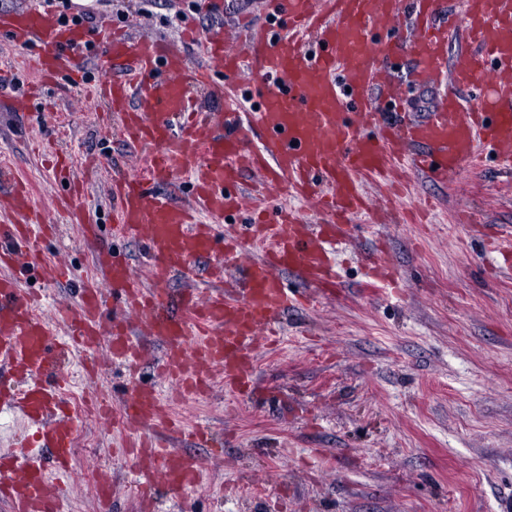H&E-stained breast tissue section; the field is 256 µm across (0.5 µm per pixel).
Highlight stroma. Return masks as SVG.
Returning <instances> with one entry per match:
<instances>
[{
	"instance_id": "35a3bbf8",
	"label": "stroma",
	"mask_w": 512,
	"mask_h": 512,
	"mask_svg": "<svg viewBox=\"0 0 512 512\" xmlns=\"http://www.w3.org/2000/svg\"><path fill=\"white\" fill-rule=\"evenodd\" d=\"M114 29L182 42L185 26L206 34L205 0H73ZM10 62L11 102L0 107V155L38 194L58 236L41 259L58 281L32 270L23 287L41 296L45 318L76 306L82 288L102 282L78 225L55 207L64 188L53 179L55 154L69 155L84 183L82 205L100 241L124 255L141 277L148 263L133 239L112 234L110 178L137 158L119 130L101 135L84 110L103 74L88 61L82 84L35 86L28 55L0 44ZM415 197L437 202L430 220L403 217L349 226L336 254L340 292L288 310L277 345L257 350L256 394L214 387L176 408L210 439L179 442L202 465L200 487L185 496L154 488L152 512H504L512 504V171L487 158L458 188L412 175ZM383 252L399 287L365 290L367 255ZM101 337L87 352L96 381L78 360L61 365L71 395L121 409L130 381L166 390L148 344L137 377L109 354ZM66 486L70 512H102L83 487L92 470L112 478V512H138L141 468L117 453L121 433L86 423Z\"/></svg>"
}]
</instances>
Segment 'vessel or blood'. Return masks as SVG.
<instances>
[{
  "mask_svg": "<svg viewBox=\"0 0 512 512\" xmlns=\"http://www.w3.org/2000/svg\"><path fill=\"white\" fill-rule=\"evenodd\" d=\"M268 27L238 21L240 47L222 30L201 39L205 62L191 64L177 44L108 27L94 51L105 78L94 98L105 102L126 142L144 158L139 170L111 180L117 230L145 247L152 283L137 279L128 261L99 246L97 226L78 196L63 201L79 226L105 288L82 289L74 308L57 323L36 314L38 297L21 277L42 263L39 243L49 226L29 184L0 169V373L26 375L24 390L0 393V404L18 410L30 437L8 461H0V504L7 512H68L60 485L69 473L74 438L82 425L62 409L51 383L61 359L93 350L109 334L112 358L137 369L141 337L162 348L157 367L171 388L132 384L113 425L135 427L120 452L145 462L164 488L180 494L202 479L199 464L174 448L188 433L171 397L207 394L215 375L228 392H247L250 360L263 336L276 335L278 320L301 295L287 288L281 271L294 272L310 296L329 298L338 287L329 254L342 225L380 217L368 186L390 203L409 194L405 173L448 185L480 156L493 154L512 167V0H264ZM464 41L448 52L449 31ZM0 38L29 47L30 69L41 83L58 84L67 62L69 83H80L87 63V33L63 25L45 11L0 13ZM404 62L414 85H447L431 112L401 111L403 88L387 66ZM244 71L245 87L225 85L224 75ZM204 89L210 99L194 96ZM256 109L241 111V97ZM252 177L251 217L234 234L222 219L246 208L241 188ZM185 179L188 203L177 205L157 183ZM317 198L328 221L304 223L293 208L265 206L277 190ZM373 283L398 284V274L374 255L365 259ZM188 284L170 304L166 283ZM119 315L104 324L109 302ZM53 451L46 478L33 445Z\"/></svg>",
  "mask_w": 512,
  "mask_h": 512,
  "instance_id": "vessel-or-blood-1",
  "label": "vessel or blood"
}]
</instances>
